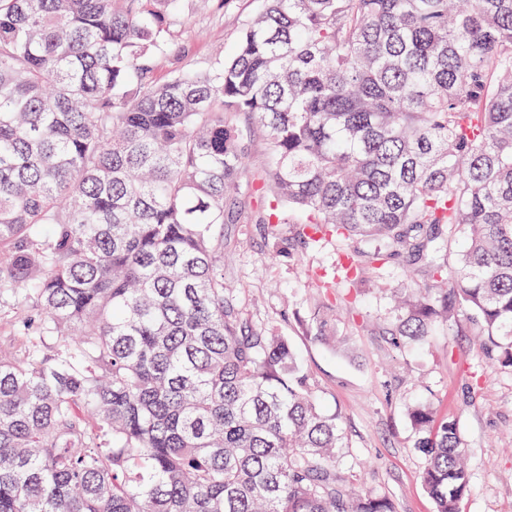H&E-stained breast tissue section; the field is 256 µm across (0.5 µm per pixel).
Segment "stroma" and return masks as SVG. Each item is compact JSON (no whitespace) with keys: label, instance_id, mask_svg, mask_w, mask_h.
<instances>
[{"label":"stroma","instance_id":"35a3bbf8","mask_svg":"<svg viewBox=\"0 0 512 512\" xmlns=\"http://www.w3.org/2000/svg\"><path fill=\"white\" fill-rule=\"evenodd\" d=\"M265 6L266 0H180L171 24L174 49L157 78L230 57L246 23ZM259 206L258 198L238 194L224 222V282L235 289L249 326L287 336L324 409L338 415L347 447L336 465L351 487L387 496L395 512H435L407 415L424 400L438 417L458 423L471 475L463 512H512V368L484 354L462 316L434 323L404 348L390 344L392 291L421 276L400 255L383 275L357 281L355 318L328 323L346 343L331 348L313 326L325 317L326 304L343 301V255L367 249L368 240L306 244L293 225L271 232L250 221Z\"/></svg>","mask_w":512,"mask_h":512}]
</instances>
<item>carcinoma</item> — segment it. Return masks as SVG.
Segmentation results:
<instances>
[{
	"instance_id": "1",
	"label": "carcinoma",
	"mask_w": 512,
	"mask_h": 512,
	"mask_svg": "<svg viewBox=\"0 0 512 512\" xmlns=\"http://www.w3.org/2000/svg\"><path fill=\"white\" fill-rule=\"evenodd\" d=\"M177 0H0V512H394L336 469L288 339L224 287V216L425 268L394 345L467 316L512 367V0H266L233 55L155 77ZM249 116L266 160L246 181ZM436 512L458 423L408 410Z\"/></svg>"
}]
</instances>
